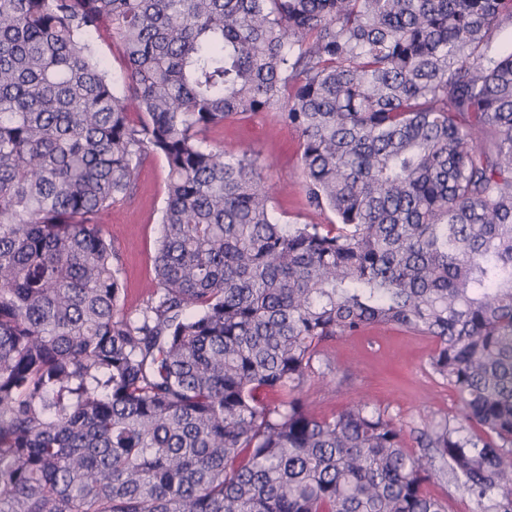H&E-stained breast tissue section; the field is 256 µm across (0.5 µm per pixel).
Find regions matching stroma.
<instances>
[{
    "label": "stroma",
    "instance_id": "stroma-1",
    "mask_svg": "<svg viewBox=\"0 0 512 512\" xmlns=\"http://www.w3.org/2000/svg\"><path fill=\"white\" fill-rule=\"evenodd\" d=\"M207 140L234 152L252 149L269 161L265 177L280 223L333 221V214L314 211L306 203L299 136L294 128L261 113H247L212 129ZM167 179L164 159L154 157L139 170L135 197L114 203L104 218L103 231L121 255L124 307L132 312L144 305L154 279ZM435 349L432 337L386 326L338 338L327 344L323 357L335 374L352 370L351 383L340 387L314 374L305 382L302 396L320 417L336 414L354 401L367 400L386 410L407 432L428 418H454L458 414L457 393L429 368Z\"/></svg>",
    "mask_w": 512,
    "mask_h": 512
}]
</instances>
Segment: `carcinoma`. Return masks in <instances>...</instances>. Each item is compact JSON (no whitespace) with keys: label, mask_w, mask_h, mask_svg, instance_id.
I'll list each match as a JSON object with an SVG mask.
<instances>
[{"label":"carcinoma","mask_w":512,"mask_h":512,"mask_svg":"<svg viewBox=\"0 0 512 512\" xmlns=\"http://www.w3.org/2000/svg\"><path fill=\"white\" fill-rule=\"evenodd\" d=\"M512 0H0V512H512ZM117 43V93L87 37ZM139 119L134 121L130 113ZM269 112L308 205L203 134ZM168 168L155 286L102 229ZM431 336L459 417L301 390L331 341ZM428 491L434 497L448 499L449 512H472L473 505L470 499L453 487H448V484L441 480L432 481L428 485Z\"/></svg>","instance_id":"obj_1"}]
</instances>
